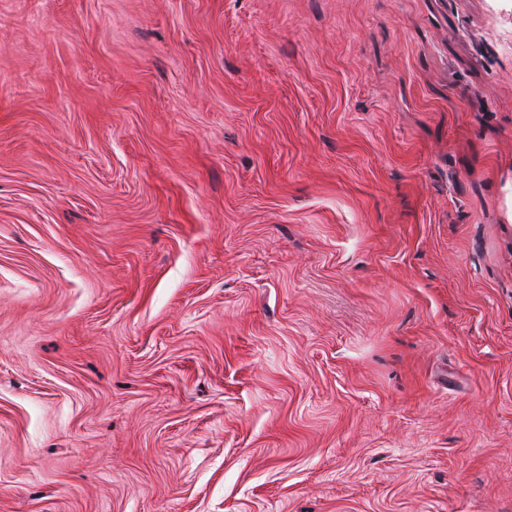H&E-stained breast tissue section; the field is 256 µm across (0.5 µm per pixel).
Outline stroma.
<instances>
[{
  "instance_id": "obj_1",
  "label": "stroma",
  "mask_w": 512,
  "mask_h": 512,
  "mask_svg": "<svg viewBox=\"0 0 512 512\" xmlns=\"http://www.w3.org/2000/svg\"><path fill=\"white\" fill-rule=\"evenodd\" d=\"M0 512H512V0H0Z\"/></svg>"
}]
</instances>
